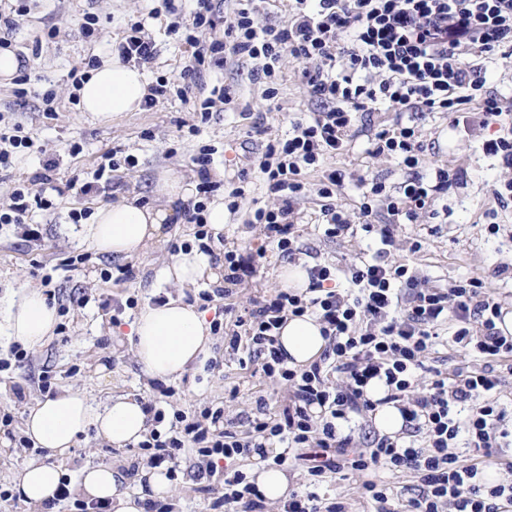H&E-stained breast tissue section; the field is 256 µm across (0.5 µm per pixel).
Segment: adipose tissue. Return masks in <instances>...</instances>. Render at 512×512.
<instances>
[{"instance_id":"ef3b65f1","label":"adipose tissue","mask_w":512,"mask_h":512,"mask_svg":"<svg viewBox=\"0 0 512 512\" xmlns=\"http://www.w3.org/2000/svg\"><path fill=\"white\" fill-rule=\"evenodd\" d=\"M149 82L142 68L122 61L119 55L104 59L91 71L80 89L83 111L104 123L118 114L135 112L148 93ZM196 184L191 177L162 172L154 189L155 203L139 205L118 201L97 208L90 223L76 225L73 238L79 247L100 255L129 258L166 241L168 220L177 202L191 199ZM166 281L184 286L203 279H219L218 268L208 255L198 251L172 256L163 271ZM57 309L39 289H6L0 295V335L24 348H41L52 334ZM135 355L148 380L177 378L210 353V327L201 311L184 297L167 298L140 310L132 326ZM278 344L289 365L305 367L317 361L328 341L315 316L288 317L279 330ZM150 416L144 402L132 394L115 395L102 403L92 402L78 390L66 389L55 397L37 401L25 419L26 435L53 454L69 455L78 434L94 432L116 447L141 441L149 430ZM147 488L131 495L123 491L124 474L118 466H86L78 492L87 501L108 500L112 512H144L147 498L171 495L165 467H145L140 472ZM59 465L31 462L13 477L14 489L31 512H42L63 480Z\"/></svg>"}]
</instances>
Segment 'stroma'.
Listing matches in <instances>:
<instances>
[{"label": "stroma", "mask_w": 512, "mask_h": 512, "mask_svg": "<svg viewBox=\"0 0 512 512\" xmlns=\"http://www.w3.org/2000/svg\"><path fill=\"white\" fill-rule=\"evenodd\" d=\"M150 0H40L29 17L23 18L10 36L18 53L29 61L31 95L13 96V86L0 85V131L22 128L34 140L31 149L14 153L13 164L0 173V208L9 202L15 181L31 180L43 158L55 154L62 161L55 172L58 186L72 178L92 180L105 152L118 149L135 154L138 167L115 172L112 186L91 197L67 194L58 208L36 211L42 224V247L31 248L21 242L13 228H0V286L30 285L50 295L60 314L64 329L54 332L46 344L30 353L28 360L0 373V398L6 399L12 415L9 426H0V512H30L29 506L10 493L12 476L33 461L52 462L51 452L22 447L23 422L28 410L49 393L73 387L96 403L120 394H137L156 403L165 414L182 411L200 415L205 409L220 407L225 420L243 430L256 413L258 402H265L271 416H279L291 401L292 393L284 384L264 376L261 363L251 360L246 345L230 348L228 335L235 328L230 315L222 319L223 330L214 337L209 358L216 364L208 369L198 364L183 376L168 382L167 392L147 384L130 341L131 325L140 306L166 296L172 287L162 275L171 248L148 251L129 259H117L81 251L73 242L70 210L95 211L100 205L132 196L153 200L159 173L171 170L195 173L193 155L200 146L214 150L212 169L224 172L218 191L228 192L239 183L240 174H248L251 185L237 212L226 213L224 243L216 247L214 264L224 262L225 250L248 247L265 248L255 278L238 285L230 298L236 311L250 309L266 295L277 291V276L284 263L274 248L264 245L259 225L249 223L254 209L274 205L258 169L251 162L266 139L285 136L292 122L302 114L315 111L301 83L305 62L284 56L274 83L253 75L251 64L234 55L226 56L223 66L210 69L204 77L206 89L233 87V103L214 108L207 123H199L192 104L171 97L159 101L150 110L121 113L112 124L104 125L90 113L73 105L69 73L85 59L110 50L122 35L130 17L141 16L158 55L147 65L149 79L179 75L192 49L167 31L169 17H149ZM100 18V33L88 41L78 28L84 13ZM60 30L54 42L43 41L50 26ZM275 86L274 99H266L267 86ZM53 90L55 111L46 116L40 110L38 92ZM412 121L423 146L419 170L434 176L448 170L454 179L447 191L438 194L430 213L416 221L398 224L395 243L381 245L365 232L332 240L320 227L321 202L316 191H308L296 204L298 213L299 255L306 266L325 264L342 270L351 264L379 259L390 265L409 264L429 284L445 288L471 277L483 278L496 301L512 309V205L502 206L497 192L506 174L498 158L485 154L482 144L497 136L496 126L486 128L455 126L451 114L426 112L410 115L387 107L358 118L352 137L341 154L328 159L323 169H337L345 181L336 194V207L350 220H357L362 185L371 180L394 190L404 177L393 159L371 154L372 139L396 120ZM79 143L77 156L66 155L71 143ZM500 230L490 234L489 224ZM421 241L419 252H411L413 241ZM82 256L77 271L66 272L62 263ZM132 269L129 282L105 280L103 272ZM137 298L136 307H126L127 298ZM119 301L125 308L114 314L111 304ZM453 325L441 330L442 340L426 357L428 365L448 376L484 368L482 358L465 354L452 341ZM124 465L128 481L125 488H140L138 469L144 458L140 449L116 447L96 439L94 434L79 435L62 469L70 482H78L83 467L97 464ZM361 477L327 475L318 489L323 499L337 500L346 512H374L366 497ZM176 490L169 506L171 512H212L214 493L205 492L202 481L188 469H181L172 482Z\"/></svg>", "instance_id": "stroma-1"}]
</instances>
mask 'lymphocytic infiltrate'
Segmentation results:
<instances>
[{
    "label": "lymphocytic infiltrate",
    "mask_w": 512,
    "mask_h": 512,
    "mask_svg": "<svg viewBox=\"0 0 512 512\" xmlns=\"http://www.w3.org/2000/svg\"><path fill=\"white\" fill-rule=\"evenodd\" d=\"M183 13L174 0L160 7L174 15L171 33L193 47L189 65L175 78L161 77L144 100L153 108L169 96L185 97L208 69L223 65L225 54L251 61L266 79H275L283 54L314 62L303 72V83L319 107L293 124L291 135L264 144L258 167L277 206L256 208L252 223L261 225L267 245L285 256L298 249L295 202L307 185L304 175L325 159L343 151L355 116L383 104L397 112H447L464 118L470 106L479 108L480 126L496 123L502 108L487 93L483 69L495 64L501 48L512 49V0H291L288 25L261 27L255 21L256 0H236L224 20H217L213 0H193ZM223 24L222 38L204 41L206 31ZM345 60L337 68V60ZM422 146L414 126L396 122L376 133L372 152L399 161L407 175L395 193L381 182H371L363 194L359 217L363 231L378 234L393 245V225L428 211L435 194L447 190L450 174L441 170L435 182L418 171ZM212 149L201 146L193 161L198 168L201 198L186 214L197 240L216 239L206 222L205 195L217 188L210 177ZM344 175L333 169L324 175L317 193L324 234L334 239L349 233L351 225L337 210L334 197ZM54 199L31 193L18 184L7 208H0V224L13 225L26 242L40 244L41 225L31 211L52 208ZM385 205L389 223H375L378 205ZM263 249H231L224 253V287L217 293L201 292L204 303L228 298L236 286L252 280ZM346 279L359 292L345 295L333 287L327 266L310 270V286L303 292L279 291L256 309L238 316L245 337L231 336L230 346L248 339L263 358L264 375L288 384L292 404L279 418L260 412L249 432L226 428L223 409L205 412L203 420L175 413L177 428L166 440H143L153 465L177 463L194 449V473L209 485L223 486L220 507L258 512L262 499L239 470H220L217 460L232 462L250 448L284 443L291 448H316L320 459L309 468L320 478L333 473L363 474L386 468L414 472L418 492L405 512H503L512 505V483L486 486L477 465L463 464L451 445L466 436L473 456L502 458L512 447L507 413L492 398L499 384L497 367L512 361V336L496 327L502 312L484 280L467 279L446 289L427 287L408 265L363 261L348 266ZM312 314L322 324L329 348L323 358L306 368H291L276 346L277 330L287 316ZM454 323V341L465 352H476L488 368L450 380L425 359L445 323ZM429 374L426 393L415 390L419 374ZM341 375L342 385L330 378ZM383 379L387 401L397 403L409 434L421 435L422 444L387 436L355 445L341 423L375 410L366 394L370 380Z\"/></svg>",
    "instance_id": "1"
}]
</instances>
